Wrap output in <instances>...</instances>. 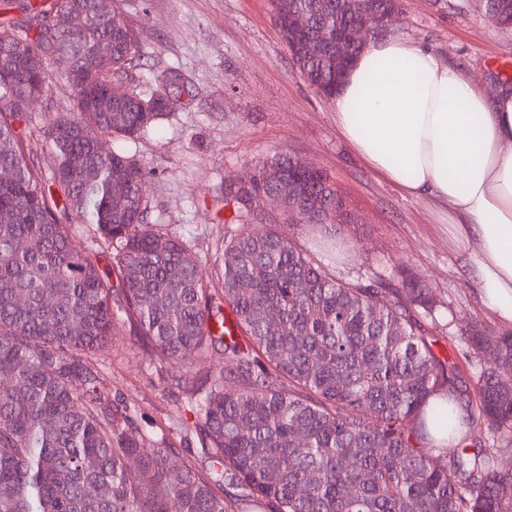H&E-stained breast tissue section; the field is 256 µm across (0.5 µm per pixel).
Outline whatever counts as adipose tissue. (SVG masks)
I'll list each match as a JSON object with an SVG mask.
<instances>
[{
  "label": "adipose tissue",
  "mask_w": 512,
  "mask_h": 512,
  "mask_svg": "<svg viewBox=\"0 0 512 512\" xmlns=\"http://www.w3.org/2000/svg\"><path fill=\"white\" fill-rule=\"evenodd\" d=\"M333 103L372 169L450 206L486 306L512 324V84L487 97L432 51L386 38L365 47Z\"/></svg>",
  "instance_id": "1"
}]
</instances>
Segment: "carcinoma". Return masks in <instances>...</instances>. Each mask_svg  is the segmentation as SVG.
<instances>
[{
    "label": "carcinoma",
    "instance_id": "cac0c4a2",
    "mask_svg": "<svg viewBox=\"0 0 512 512\" xmlns=\"http://www.w3.org/2000/svg\"><path fill=\"white\" fill-rule=\"evenodd\" d=\"M91 5L82 27L51 18ZM394 0H270L299 72L332 98L346 62L336 48L302 54L288 11L310 31L353 27ZM17 11L20 17H4ZM137 34L115 0H0V512H512V333L465 331L486 364L471 384L437 353L422 315L427 289L400 273L398 299L341 281L276 225L248 231L250 201L277 196L295 224L351 221L327 173L278 155L245 186H226L235 224L216 279L190 244L144 222L153 171L101 136L135 139L170 113L156 92L112 97L139 60ZM100 53L94 74L81 55ZM73 93L42 137L20 97ZM83 235L111 250L78 249ZM120 285L112 287L110 269ZM124 316L142 346L184 367L170 380L201 418L200 448L184 460L112 403L88 354ZM224 355V369L204 364ZM448 430L433 447L429 425ZM487 429L496 445L482 439ZM444 456L440 464L435 457Z\"/></svg>",
    "mask_w": 512,
    "mask_h": 512
}]
</instances>
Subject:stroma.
Masks as SVG:
<instances>
[{
    "instance_id": "35a3bbf8",
    "label": "stroma",
    "mask_w": 512,
    "mask_h": 512,
    "mask_svg": "<svg viewBox=\"0 0 512 512\" xmlns=\"http://www.w3.org/2000/svg\"><path fill=\"white\" fill-rule=\"evenodd\" d=\"M142 47L136 80L163 89L159 77L179 68L185 86L171 115L133 144L155 172L145 220L191 242L200 273L214 274L224 245L225 181L244 182L256 165L282 152L326 171L352 217L334 238L293 224L282 207L255 198L253 228L279 225L298 250L336 278L384 280L391 298L397 271L409 269L432 292L441 317L432 328L438 351L460 354L472 324L504 333L482 302L475 271L455 247L447 204L412 197L371 169L344 141L330 100L296 69L269 0H116ZM387 36L427 47L471 77L488 95L512 78V27L493 24L483 0H399ZM91 359L112 386L114 405L153 437L167 436L182 457L198 445L199 421L168 388L178 366L136 342L129 323L116 321L112 343ZM465 376L480 364L462 358Z\"/></svg>"
}]
</instances>
